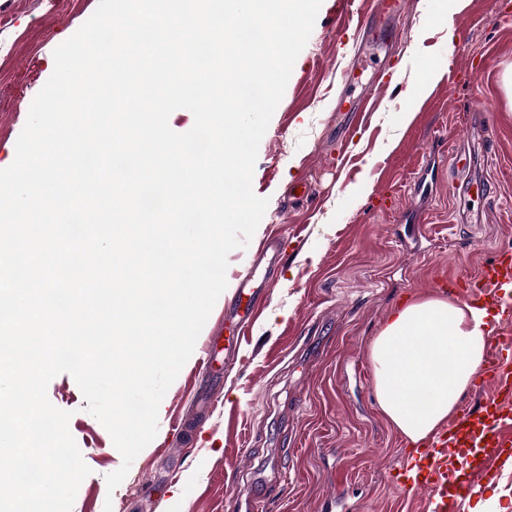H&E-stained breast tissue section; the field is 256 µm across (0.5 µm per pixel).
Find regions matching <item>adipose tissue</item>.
Here are the masks:
<instances>
[{
  "label": "adipose tissue",
  "mask_w": 512,
  "mask_h": 512,
  "mask_svg": "<svg viewBox=\"0 0 512 512\" xmlns=\"http://www.w3.org/2000/svg\"><path fill=\"white\" fill-rule=\"evenodd\" d=\"M487 315L470 302L412 299L373 340L375 396L390 424L419 444L443 430L484 363Z\"/></svg>",
  "instance_id": "adipose-tissue-1"
}]
</instances>
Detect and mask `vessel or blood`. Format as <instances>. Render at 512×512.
I'll return each instance as SVG.
<instances>
[{
  "mask_svg": "<svg viewBox=\"0 0 512 512\" xmlns=\"http://www.w3.org/2000/svg\"><path fill=\"white\" fill-rule=\"evenodd\" d=\"M373 23L398 20L404 0H375ZM260 263L235 275V300L224 311L225 321L247 323L256 317L267 294L278 257L277 245L265 239ZM462 285L473 305L494 311L497 323L486 343V394L478 404L460 407L449 424L426 448L391 469L386 480L398 489L426 487L431 491L426 512H448L449 503L465 504L477 495L490 473L512 464V253H500L472 277H449Z\"/></svg>",
  "mask_w": 512,
  "mask_h": 512,
  "instance_id": "obj_1",
  "label": "vessel or blood"
}]
</instances>
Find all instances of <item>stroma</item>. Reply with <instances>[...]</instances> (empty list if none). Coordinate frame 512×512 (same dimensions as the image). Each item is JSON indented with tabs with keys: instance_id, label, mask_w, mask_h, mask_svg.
I'll list each match as a JSON object with an SVG mask.
<instances>
[{
	"instance_id": "35a3bbf8",
	"label": "stroma",
	"mask_w": 512,
	"mask_h": 512,
	"mask_svg": "<svg viewBox=\"0 0 512 512\" xmlns=\"http://www.w3.org/2000/svg\"><path fill=\"white\" fill-rule=\"evenodd\" d=\"M99 0H0V160H14L31 103L54 70V50ZM372 0H322L284 95L262 137L252 188L267 210L227 276L249 266L261 239L281 240L282 260L257 318L244 329L235 368L202 385L207 340L223 347L231 325L226 288L192 356L159 407L158 433L115 490L106 477L122 456L87 410L74 378L48 385L70 412L69 430L89 475L72 512H324L337 474L351 478L356 512H424L425 491L390 488L407 440L375 398L370 346L410 297L447 296L448 275H474L512 249V0H406V15L354 38ZM358 66L377 108L345 134L336 101L343 70ZM413 121H406V113ZM462 143L481 187L459 184L448 153ZM215 400L202 412L198 396ZM186 417L195 438L175 434Z\"/></svg>"
}]
</instances>
